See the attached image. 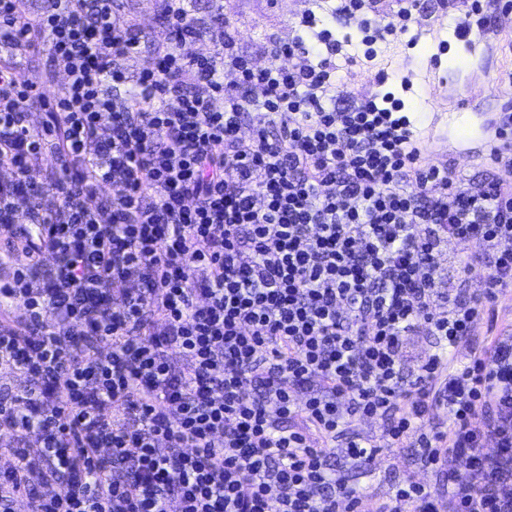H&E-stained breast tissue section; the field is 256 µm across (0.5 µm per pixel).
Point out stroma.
Here are the masks:
<instances>
[{
    "mask_svg": "<svg viewBox=\"0 0 512 512\" xmlns=\"http://www.w3.org/2000/svg\"><path fill=\"white\" fill-rule=\"evenodd\" d=\"M113 6L140 35L138 54L120 62L125 72L133 76L152 64L157 46L169 40V31L157 11L156 0H114ZM187 7L193 18L204 22L216 16L228 19L235 29L240 53L258 66L268 64L271 40L293 39L299 18L314 12L316 17L326 18L327 29L343 43L346 53L359 57L356 65L340 72L348 99L362 94L381 96L390 92L400 96L405 112L410 113L419 125H433L437 106L431 95L403 94L397 74L403 70L417 72L428 64L432 53L430 42L414 38L419 25L432 24L441 38L452 39L453 29L448 24L449 10L444 0H420V9L414 14L408 32L400 38L379 41L371 46L366 43L360 21L343 15L329 17L328 0H189ZM501 21L497 14L491 18L486 34L487 52L474 58L465 50H458L457 61L452 66L454 88L458 95L470 100V109L474 112H496L498 78L512 73V31L503 28ZM370 47L374 48L376 57L367 63L362 56ZM379 70L387 74L385 83H377L375 79ZM354 432L380 447L372 473L365 474L356 469L348 472L350 483L361 492L363 512H370L375 501L386 497L398 484L412 477L432 488H441L439 475L418 468L414 449L382 447L379 421L361 420Z\"/></svg>",
    "mask_w": 512,
    "mask_h": 512,
    "instance_id": "1",
    "label": "stroma"
}]
</instances>
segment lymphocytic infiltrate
<instances>
[{
	"label": "lymphocytic infiltrate",
	"instance_id": "obj_1",
	"mask_svg": "<svg viewBox=\"0 0 512 512\" xmlns=\"http://www.w3.org/2000/svg\"><path fill=\"white\" fill-rule=\"evenodd\" d=\"M30 2L0 0V369L23 379L0 399V512H359L329 458L374 470L377 446L346 437L364 418L445 480L373 512H512V323L447 358L512 300V145L475 186L427 164L400 104L344 103L326 30L325 52L275 42L260 68L217 19L191 57L204 30L157 0L171 39L131 80L115 60L138 38L112 0ZM40 44L66 77L53 96L16 58ZM451 241L482 293L440 295ZM437 406L447 426H427Z\"/></svg>",
	"mask_w": 512,
	"mask_h": 512
}]
</instances>
